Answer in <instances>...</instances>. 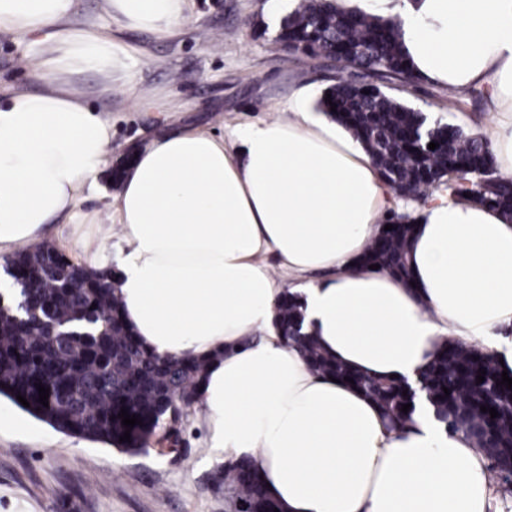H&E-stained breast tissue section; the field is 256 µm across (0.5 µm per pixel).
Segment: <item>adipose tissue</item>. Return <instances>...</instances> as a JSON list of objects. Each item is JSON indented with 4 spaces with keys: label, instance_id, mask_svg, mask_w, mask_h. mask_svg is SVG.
<instances>
[{
    "label": "adipose tissue",
    "instance_id": "ef3b65f1",
    "mask_svg": "<svg viewBox=\"0 0 512 512\" xmlns=\"http://www.w3.org/2000/svg\"><path fill=\"white\" fill-rule=\"evenodd\" d=\"M73 0H0V30L41 33L46 90L0 103V263L58 218L96 225L78 200L109 161L112 123L72 81L132 84L128 47L105 28L65 27ZM188 0H106L120 28L166 36ZM384 10L412 72L455 92L485 87L501 174L512 175V0H336ZM288 121L238 126L239 152L198 129L137 150L105 233L77 240L88 269L115 273L139 344L207 368L200 403L212 448L257 459L281 512H487L489 475L470 437L427 399L392 431L347 383L314 374L276 328L273 253L302 289L304 328L329 358L375 378L415 380L442 339L489 352L512 376V220L450 195L426 204L409 243L410 283L359 265L394 198L370 155L299 91Z\"/></svg>",
    "mask_w": 512,
    "mask_h": 512
}]
</instances>
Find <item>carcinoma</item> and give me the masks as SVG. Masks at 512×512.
Masks as SVG:
<instances>
[{
	"label": "carcinoma",
	"mask_w": 512,
	"mask_h": 512,
	"mask_svg": "<svg viewBox=\"0 0 512 512\" xmlns=\"http://www.w3.org/2000/svg\"><path fill=\"white\" fill-rule=\"evenodd\" d=\"M280 41L288 50L323 59L336 70L335 83L320 99L321 108L366 148L401 198H422L443 186L456 198L467 193L512 217V179L497 175L485 138L467 135L459 125L430 123L420 110L354 78L359 71H373L413 80L394 23L360 11L340 13L331 0H299L283 24ZM431 142L438 147L429 149ZM385 223L393 229L381 230L360 262L367 267L378 264L381 271L404 280L409 276L408 245L416 218L394 213ZM12 261L30 273L25 294L38 316L20 325L6 314L0 317V397L60 432L130 453L146 447L173 405L196 404L206 362L163 359L144 351L124 324L110 289L99 285V277L72 266L51 247L19 252ZM277 315L280 335L301 352L312 371L353 379L393 425L412 422L414 409L401 411L402 405L413 402L403 395L406 384L358 376L330 360L302 331L296 297H284ZM62 322L105 323L109 333L62 340L50 333V325ZM480 369L486 371L481 383ZM420 380L436 418L486 449L496 473H511L512 390L500 384L502 377L488 353L443 342L438 359ZM39 383L49 389L47 407L38 402ZM18 394L30 406H23ZM482 406L495 408L498 416L490 418ZM123 408L142 421L131 429L128 442L119 441L126 431L118 418ZM224 483L236 491L235 512H274L277 507L253 458L225 464Z\"/></svg>",
	"instance_id": "1"
}]
</instances>
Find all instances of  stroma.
<instances>
[{"mask_svg":"<svg viewBox=\"0 0 512 512\" xmlns=\"http://www.w3.org/2000/svg\"><path fill=\"white\" fill-rule=\"evenodd\" d=\"M288 0H188L187 19L172 35L118 31L132 49L134 92L106 86L95 73L77 77L90 104L112 118L110 159L175 129L208 132L232 145L233 130L258 120H288L298 89L318 104L336 72L326 62L281 49L278 37ZM41 46L34 37L0 31V89L41 92L44 79L27 60ZM424 112L429 120L483 133L497 114L482 87L460 109L447 89L359 73ZM17 423L0 427V512H232L221 473L224 457L211 448L207 418L190 410L177 447L151 445L129 454L55 430L0 399Z\"/></svg>","mask_w":512,"mask_h":512,"instance_id":"obj_1","label":"stroma"}]
</instances>
